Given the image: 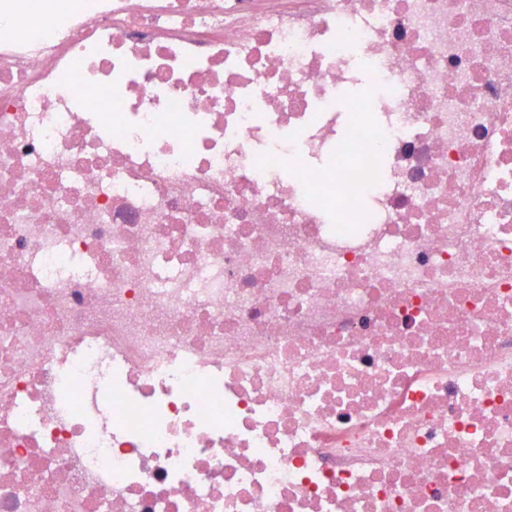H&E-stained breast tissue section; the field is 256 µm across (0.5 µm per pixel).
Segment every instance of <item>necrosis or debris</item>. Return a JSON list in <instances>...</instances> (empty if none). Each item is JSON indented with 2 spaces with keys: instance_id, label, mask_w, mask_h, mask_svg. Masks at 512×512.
<instances>
[{
  "instance_id": "obj_1",
  "label": "necrosis or debris",
  "mask_w": 512,
  "mask_h": 512,
  "mask_svg": "<svg viewBox=\"0 0 512 512\" xmlns=\"http://www.w3.org/2000/svg\"><path fill=\"white\" fill-rule=\"evenodd\" d=\"M56 2L0 0V512H512V0Z\"/></svg>"
}]
</instances>
